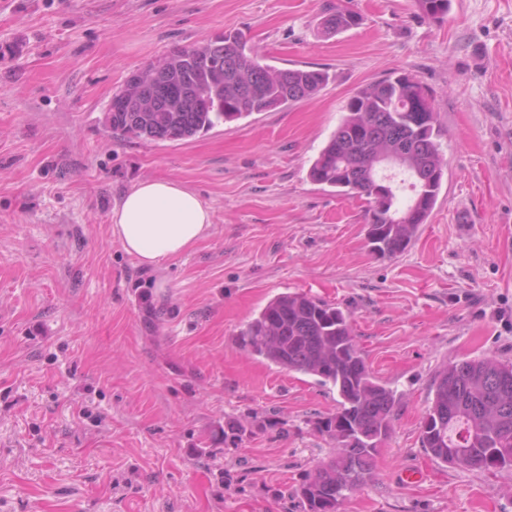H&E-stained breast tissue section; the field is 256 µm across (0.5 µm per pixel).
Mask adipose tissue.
<instances>
[{
    "label": "adipose tissue",
    "instance_id": "adipose-tissue-1",
    "mask_svg": "<svg viewBox=\"0 0 512 512\" xmlns=\"http://www.w3.org/2000/svg\"><path fill=\"white\" fill-rule=\"evenodd\" d=\"M112 236L124 252L149 268L204 239L212 211L197 193L169 179H142L112 210Z\"/></svg>",
    "mask_w": 512,
    "mask_h": 512
}]
</instances>
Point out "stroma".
I'll list each match as a JSON object with an SVG mask.
<instances>
[{
	"instance_id": "obj_1",
	"label": "stroma",
	"mask_w": 512,
	"mask_h": 512,
	"mask_svg": "<svg viewBox=\"0 0 512 512\" xmlns=\"http://www.w3.org/2000/svg\"><path fill=\"white\" fill-rule=\"evenodd\" d=\"M336 6L361 25L324 35ZM237 31L328 85L187 141L107 128L132 72ZM393 72L432 92L447 170L411 245L381 258L365 201L308 171L358 87ZM147 177L213 212L150 270L111 231ZM295 292L350 312L397 396L374 477L338 512H512V469L437 462L419 430L449 361L512 362V0H452L441 21L414 0H0V512H302L336 391L238 341Z\"/></svg>"
}]
</instances>
